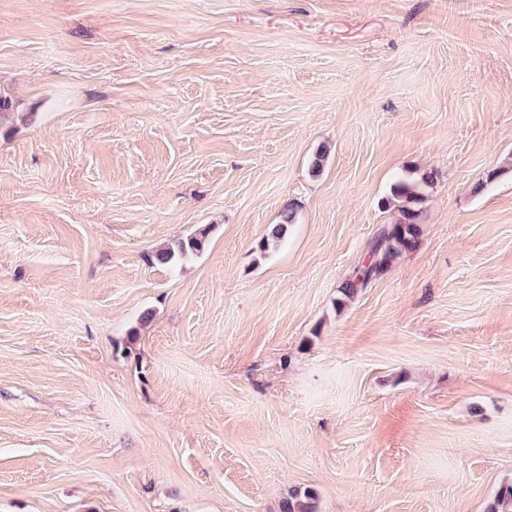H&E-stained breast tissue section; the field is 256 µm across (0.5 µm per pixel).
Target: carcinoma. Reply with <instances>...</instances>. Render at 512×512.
<instances>
[{"label": "carcinoma", "instance_id": "carcinoma-1", "mask_svg": "<svg viewBox=\"0 0 512 512\" xmlns=\"http://www.w3.org/2000/svg\"><path fill=\"white\" fill-rule=\"evenodd\" d=\"M438 176V172L431 170L411 182L401 181L394 186L393 197L382 201L384 207L396 210V218L384 226L371 243L368 262L354 268L340 288L343 299H353L374 278L387 271L400 255L418 247L425 190L434 184ZM292 220L293 215L287 212L282 215V222L274 225L261 241V252L275 251L280 247ZM209 234V228L199 229L175 245L159 251L156 259L166 264L175 259L197 255L207 247ZM317 507L318 492L315 489L295 488L289 490L283 498L281 512H317ZM487 512H512V484L499 488Z\"/></svg>", "mask_w": 512, "mask_h": 512}]
</instances>
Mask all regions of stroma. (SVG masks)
I'll use <instances>...</instances> for the list:
<instances>
[{
	"instance_id": "stroma-1",
	"label": "stroma",
	"mask_w": 512,
	"mask_h": 512,
	"mask_svg": "<svg viewBox=\"0 0 512 512\" xmlns=\"http://www.w3.org/2000/svg\"><path fill=\"white\" fill-rule=\"evenodd\" d=\"M0 96V512L512 483V0H0ZM430 169L419 247L339 304ZM293 215L289 214L288 212L284 213L282 215V222L280 224H275L269 234L264 238L260 243L261 252L267 253L270 251L277 250L288 229V224H292ZM209 228L198 229L186 239H181L167 249L160 250L156 259L163 264L170 263L175 259H182L189 255H197L205 250L209 240Z\"/></svg>"
}]
</instances>
